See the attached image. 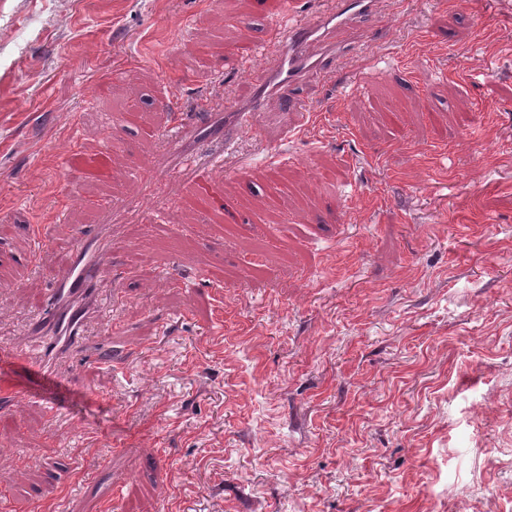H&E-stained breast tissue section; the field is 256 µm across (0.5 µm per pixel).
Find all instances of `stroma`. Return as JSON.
<instances>
[{"label":"stroma","mask_w":512,"mask_h":512,"mask_svg":"<svg viewBox=\"0 0 512 512\" xmlns=\"http://www.w3.org/2000/svg\"><path fill=\"white\" fill-rule=\"evenodd\" d=\"M271 12L0 0V342L27 340L96 202L124 213L107 310L59 377L0 352V387L31 393L0 410L23 512H512V0H384L370 43L300 88L307 125L239 135L244 172L190 140L262 227L233 236L193 182L138 168L176 120L245 100L248 65L197 50L260 43ZM122 99L142 105L110 176L60 178ZM112 335L132 360H99Z\"/></svg>","instance_id":"35a3bbf8"}]
</instances>
